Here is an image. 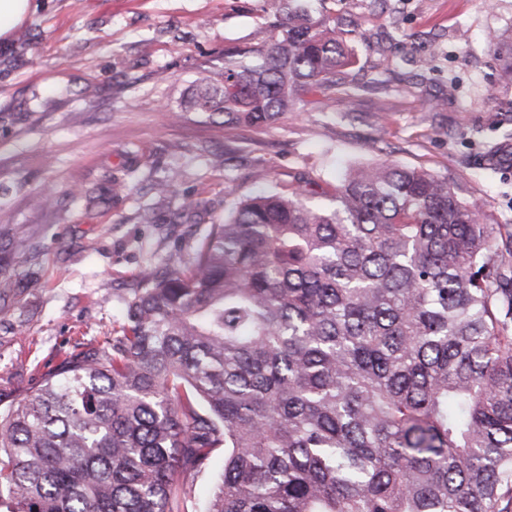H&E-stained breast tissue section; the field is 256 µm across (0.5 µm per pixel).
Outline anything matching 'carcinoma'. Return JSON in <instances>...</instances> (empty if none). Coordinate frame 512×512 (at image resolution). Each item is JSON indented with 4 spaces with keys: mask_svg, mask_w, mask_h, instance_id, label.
<instances>
[{
    "mask_svg": "<svg viewBox=\"0 0 512 512\" xmlns=\"http://www.w3.org/2000/svg\"><path fill=\"white\" fill-rule=\"evenodd\" d=\"M352 64L335 22L290 13L188 107L266 124ZM256 183L103 343L20 399L0 381V512H181L217 448L205 512H512L500 226L423 168H353L332 210ZM224 469V449L217 448L210 466L199 472L184 477L187 494L181 504L183 512H201L205 510L213 488L216 486Z\"/></svg>",
    "mask_w": 512,
    "mask_h": 512,
    "instance_id": "carcinoma-1",
    "label": "carcinoma"
}]
</instances>
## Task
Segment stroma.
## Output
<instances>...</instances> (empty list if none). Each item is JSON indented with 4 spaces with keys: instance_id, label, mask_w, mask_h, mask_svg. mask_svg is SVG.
<instances>
[{
    "instance_id": "stroma-1",
    "label": "stroma",
    "mask_w": 512,
    "mask_h": 512,
    "mask_svg": "<svg viewBox=\"0 0 512 512\" xmlns=\"http://www.w3.org/2000/svg\"><path fill=\"white\" fill-rule=\"evenodd\" d=\"M36 2L0 42V248L30 246L0 260V378L13 396L61 351L111 335L141 272L190 262L256 173L327 207L346 166H420L484 223L512 226V0H309L354 52L345 84L231 129L184 100L225 51L268 45L266 0ZM173 168L177 193L159 198L152 184ZM47 186L54 207H35ZM188 201L201 205L192 220ZM150 208L158 223L142 222ZM223 469L219 448L185 475L182 512H204Z\"/></svg>"
}]
</instances>
